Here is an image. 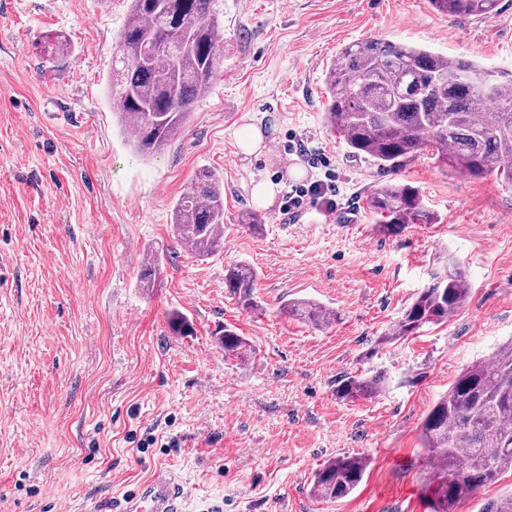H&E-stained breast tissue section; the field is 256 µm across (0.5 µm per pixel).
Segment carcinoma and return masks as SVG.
<instances>
[{
    "instance_id": "obj_1",
    "label": "carcinoma",
    "mask_w": 512,
    "mask_h": 512,
    "mask_svg": "<svg viewBox=\"0 0 512 512\" xmlns=\"http://www.w3.org/2000/svg\"><path fill=\"white\" fill-rule=\"evenodd\" d=\"M449 15L480 17L499 0H431ZM217 0H130L125 27L117 36L110 98L121 124L134 131V146L158 152L184 129L194 104L211 88L222 68L223 25ZM491 70L464 56L445 58L424 48L365 39L345 46L325 77L327 127L354 157L397 170L424 150L451 176L482 178L496 173L512 187V72L482 89ZM378 228L398 235L408 224H436L419 191L389 183L368 197ZM172 232L202 259L224 250V178L201 171L190 191L173 205ZM257 273L246 263L225 269L224 285L239 308L260 309ZM471 293L457 262L450 260L416 294L375 349L448 322ZM282 314L315 327L329 324V310L314 301L286 302ZM224 357L245 361L255 354L248 340L231 329L220 337ZM384 375H346L333 392L339 402L371 400L383 389ZM422 447L436 463L427 478L432 512H458L482 486L512 466V341L485 361L464 368L426 414ZM368 455H340L313 473L310 493L342 499L362 483Z\"/></svg>"
}]
</instances>
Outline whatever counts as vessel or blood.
Listing matches in <instances>:
<instances>
[{"label":"vessel or blood","mask_w":512,"mask_h":512,"mask_svg":"<svg viewBox=\"0 0 512 512\" xmlns=\"http://www.w3.org/2000/svg\"><path fill=\"white\" fill-rule=\"evenodd\" d=\"M187 492L172 473L159 470L142 482L137 490L114 508L109 499L97 502L94 512H184Z\"/></svg>","instance_id":"1"}]
</instances>
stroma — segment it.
Here are the masks:
<instances>
[{
	"label": "stroma",
	"instance_id": "obj_1",
	"mask_svg": "<svg viewBox=\"0 0 512 512\" xmlns=\"http://www.w3.org/2000/svg\"><path fill=\"white\" fill-rule=\"evenodd\" d=\"M219 6L223 70L183 132L143 155L107 93L128 0H0V512H85L164 466L189 491L185 512H430L420 425L465 367L512 338V189L448 175L428 152L382 172L324 123L326 73L357 40L512 66V0L480 18L429 0ZM248 124L265 129L260 152L237 145ZM290 140L328 158L335 212L288 222L252 202L262 179L284 193L323 179ZM203 168L224 176V251L205 260L171 231ZM394 182L418 187L438 223L381 234L368 197ZM451 258L471 283L465 307L376 349ZM241 261L258 274L255 312L224 286ZM293 298L337 318L318 329L283 316ZM174 311L192 335L170 331ZM227 326L255 347L249 360L225 358ZM378 372L379 397L336 401L343 375ZM356 453L371 465L350 496H311L320 464Z\"/></svg>",
	"mask_w": 512,
	"mask_h": 512
}]
</instances>
